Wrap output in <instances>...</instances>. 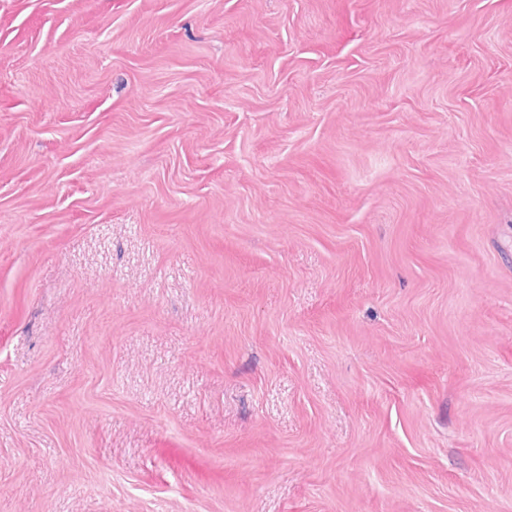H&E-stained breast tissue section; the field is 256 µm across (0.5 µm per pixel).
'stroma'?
<instances>
[{"label": "stroma", "instance_id": "35a3bbf8", "mask_svg": "<svg viewBox=\"0 0 512 512\" xmlns=\"http://www.w3.org/2000/svg\"><path fill=\"white\" fill-rule=\"evenodd\" d=\"M0 512H512V0H0Z\"/></svg>", "mask_w": 512, "mask_h": 512}]
</instances>
